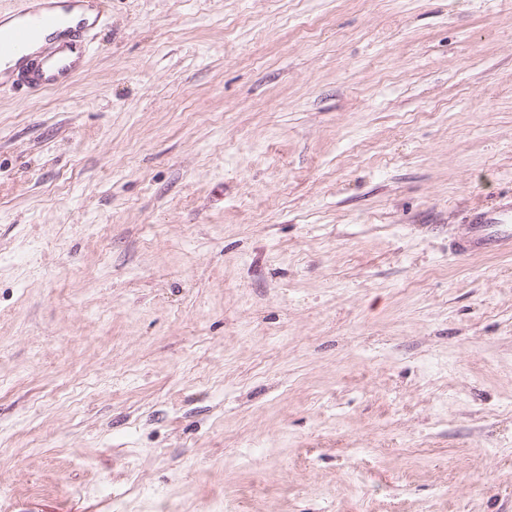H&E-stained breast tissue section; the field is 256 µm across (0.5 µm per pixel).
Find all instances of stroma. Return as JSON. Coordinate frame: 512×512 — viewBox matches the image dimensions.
<instances>
[{"instance_id": "obj_1", "label": "stroma", "mask_w": 512, "mask_h": 512, "mask_svg": "<svg viewBox=\"0 0 512 512\" xmlns=\"http://www.w3.org/2000/svg\"><path fill=\"white\" fill-rule=\"evenodd\" d=\"M0 87V512H512V0H100ZM512 201L473 210L469 215L467 236L455 240L453 254L505 253L512 251Z\"/></svg>"}]
</instances>
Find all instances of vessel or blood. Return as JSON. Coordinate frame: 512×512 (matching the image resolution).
Here are the masks:
<instances>
[{
  "label": "vessel or blood",
  "mask_w": 512,
  "mask_h": 512,
  "mask_svg": "<svg viewBox=\"0 0 512 512\" xmlns=\"http://www.w3.org/2000/svg\"><path fill=\"white\" fill-rule=\"evenodd\" d=\"M0 17V86L36 94L69 85L90 53L91 32L104 22L99 0H14ZM512 251V202L473 210L456 256Z\"/></svg>",
  "instance_id": "1"
}]
</instances>
